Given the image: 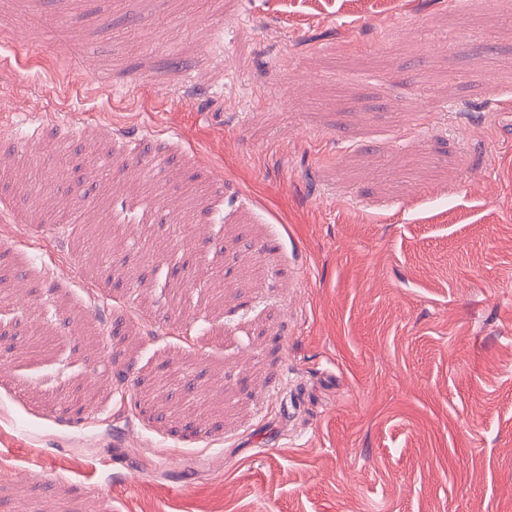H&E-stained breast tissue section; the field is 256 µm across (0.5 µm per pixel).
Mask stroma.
<instances>
[{
  "label": "stroma",
  "mask_w": 512,
  "mask_h": 512,
  "mask_svg": "<svg viewBox=\"0 0 512 512\" xmlns=\"http://www.w3.org/2000/svg\"><path fill=\"white\" fill-rule=\"evenodd\" d=\"M0 468L512 512V0H0Z\"/></svg>",
  "instance_id": "stroma-1"
}]
</instances>
